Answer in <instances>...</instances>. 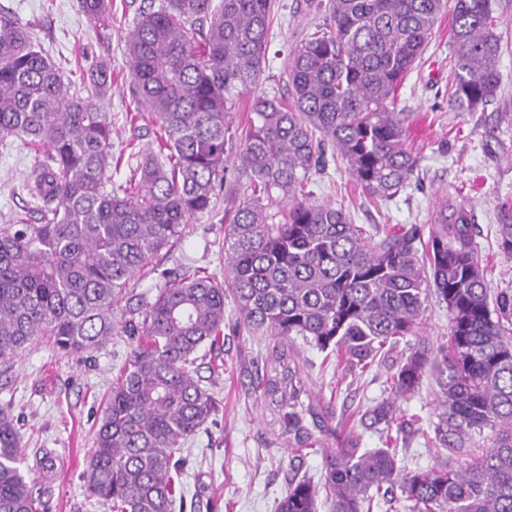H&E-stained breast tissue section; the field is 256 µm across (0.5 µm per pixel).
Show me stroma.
Listing matches in <instances>:
<instances>
[{
	"label": "stroma",
	"mask_w": 512,
	"mask_h": 512,
	"mask_svg": "<svg viewBox=\"0 0 512 512\" xmlns=\"http://www.w3.org/2000/svg\"><path fill=\"white\" fill-rule=\"evenodd\" d=\"M161 0H112L111 21L92 22L78 0H0L34 29L39 47L60 63L66 79L84 82L75 56L81 51L106 58L114 73L107 94L85 84L83 95L112 119V149L127 140L140 149L157 151V130L138 112L135 93L126 78L124 37L143 7ZM260 91L290 100L285 69L292 51L312 33L319 16L306 0H277ZM496 31L501 39L498 71L501 85L483 110L463 112L449 103L452 66L450 18L442 16L421 61L401 86L399 105L405 108L407 145L419 159V176L396 197L381 201L368 195L348 171L345 161L330 155L323 173L313 174L308 189L313 201L344 208L353 223L384 235L394 227L417 228L427 238L430 218L439 199L451 195L474 210L481 233L479 253L493 287L512 288V259L497 247V209L512 200V0H493ZM43 158L40 148L13 141L0 143V225L12 212L37 204L27 189ZM224 208L200 214L186 224L170 249L155 265L179 269L190 265L210 273L224 266ZM272 345L268 336L237 324L233 300H226L224 332L219 349L198 375L218 402L213 422L188 442L189 459L183 479L184 512H199L198 501L212 500L214 512H276L293 477L319 478V454L295 456L286 441L271 432L272 412L255 394L252 380ZM294 360L312 395L331 404L336 429L331 445L357 439L360 447L377 448V432L359 424L361 414L389 395L386 364L347 373L336 359L304 343L291 342ZM130 347L115 335L86 353L63 354L51 340H38L10 366H0V407L17 421L26 468L36 479L42 512H110L107 503L90 497L84 473L94 448L104 399ZM438 388L425 375L419 392L399 404L405 423L397 448L408 468H428L449 461L447 450L434 447L429 433L437 420ZM52 468L41 466L44 455Z\"/></svg>",
	"instance_id": "35a3bbf8"
}]
</instances>
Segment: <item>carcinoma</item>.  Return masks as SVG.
<instances>
[{
	"label": "carcinoma",
	"instance_id": "cac0c4a2",
	"mask_svg": "<svg viewBox=\"0 0 512 512\" xmlns=\"http://www.w3.org/2000/svg\"><path fill=\"white\" fill-rule=\"evenodd\" d=\"M112 0H80L97 22ZM274 0H163L139 12L125 36L138 104L164 134L166 159L127 146L129 176L116 183L108 113L64 82L38 51L30 24L0 10V139L45 149L31 195L38 223L17 213L0 226V364L40 336L58 350H94L122 334L131 352L106 401L85 472L87 492L111 512H173L186 466L183 445L216 413L197 377L199 352L218 344L231 292L241 324L276 338L255 388L271 398L290 448L323 449L320 482L291 479L278 512H370L400 491L409 512H512V289L490 304L474 211L444 198L420 258L417 229L375 241L341 207L305 191L326 146L369 195L390 200L415 178L397 92L426 51L448 0H317L322 23L291 54V99L257 91ZM450 98L466 112L499 87L500 37L491 0H453ZM86 71L105 92L103 59ZM251 96L245 133L232 143L231 112ZM321 138H316L315 133ZM238 171L222 275L183 267L172 277L152 260L188 220L215 208L228 158ZM496 238L512 258V201ZM147 270L156 293L130 296ZM448 311L447 340L421 341L388 377L390 396L361 424L386 438L396 403L427 371L439 387L432 442L454 454L484 448L457 467L409 469L397 449L325 447L329 406L307 395L291 337L350 368L383 360L417 335L429 297ZM16 422L0 408V512H38Z\"/></svg>",
	"mask_w": 512,
	"mask_h": 512
}]
</instances>
